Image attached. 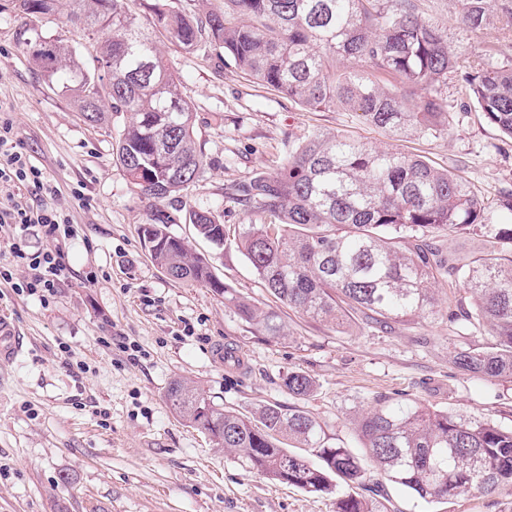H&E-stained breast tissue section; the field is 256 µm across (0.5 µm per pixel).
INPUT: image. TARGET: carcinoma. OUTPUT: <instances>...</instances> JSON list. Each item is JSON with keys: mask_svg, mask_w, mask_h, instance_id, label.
Wrapping results in <instances>:
<instances>
[{"mask_svg": "<svg viewBox=\"0 0 512 512\" xmlns=\"http://www.w3.org/2000/svg\"><path fill=\"white\" fill-rule=\"evenodd\" d=\"M127 0H69L67 19L92 49L93 67L58 36L23 39L38 70L74 100L83 119L100 125L125 116L112 146L116 163L149 202L145 248L171 279L224 296L263 336L282 335L276 309H260L217 278L201 255L169 232L196 216L194 228L213 245L225 239L211 209L174 206L205 172L195 143V115L169 70L158 38L187 52L214 44L259 83L310 110L341 107L398 136L436 138L448 131L441 97L458 53L447 35L419 15L418 0H224L200 18L155 0L144 24ZM458 23L488 35L486 55L502 53L497 25L512 28V0H460ZM61 0H15L32 18L58 11ZM460 73V72H458ZM475 111L512 139V65L479 62L460 73ZM426 94L409 99L399 87ZM252 212L274 218L244 224L238 245L275 301L340 327L356 314L380 325L410 323L439 313L440 281L460 282L472 307L451 319L486 325L495 338L483 350L458 349L456 368L512 379V257L489 254L444 261L427 234L490 228L512 244V225L490 226L492 205L448 170L392 145L368 146L338 133H314L274 176L258 175L237 189ZM289 396L303 398L314 381L300 370L282 377ZM166 400L177 417L210 437L250 473L307 493L335 497V512H381L355 492L398 486L426 503L512 489V427L421 402L378 397L362 409L358 448L328 443L319 421L293 405L267 403L250 414L211 404L176 379ZM290 441L304 452L285 447Z\"/></svg>", "mask_w": 512, "mask_h": 512, "instance_id": "1", "label": "carcinoma"}]
</instances>
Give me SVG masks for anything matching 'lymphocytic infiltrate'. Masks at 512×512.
<instances>
[{
    "label": "lymphocytic infiltrate",
    "mask_w": 512,
    "mask_h": 512,
    "mask_svg": "<svg viewBox=\"0 0 512 512\" xmlns=\"http://www.w3.org/2000/svg\"><path fill=\"white\" fill-rule=\"evenodd\" d=\"M43 188V173L19 150L10 124L0 122V246L9 255L0 264V279L16 280L18 291L47 300L54 296L65 274L63 243L73 234L70 220L61 207L31 208L16 200V190ZM40 232L43 248L30 250L31 232Z\"/></svg>",
    "instance_id": "lymphocytic-infiltrate-1"
}]
</instances>
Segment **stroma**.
<instances>
[{
    "instance_id": "1",
    "label": "stroma",
    "mask_w": 512,
    "mask_h": 512,
    "mask_svg": "<svg viewBox=\"0 0 512 512\" xmlns=\"http://www.w3.org/2000/svg\"><path fill=\"white\" fill-rule=\"evenodd\" d=\"M427 19L445 30L461 69L476 64L483 37L460 28L458 0H419ZM73 37L65 14L32 23L0 0V120L57 189H24L30 207L66 208L75 230L67 240L65 278L48 302L0 282V311L16 322L24 344L0 368V512H334L332 498L246 473L208 436L179 420L165 399L184 378L217 404L247 412L266 402L291 404L281 387L289 369L306 372L314 392L301 405L331 442L355 446L353 418L377 396H404L436 409H461L512 427V381L457 370L455 350H483L485 327L458 331L449 312L470 298L462 287L441 290V313L388 327L358 320L337 329L281 308L285 336L260 335L222 295L169 279L141 245L147 200L112 157L122 117L89 126L72 99L43 76L19 45L41 35ZM164 55L195 113V138L208 166L183 194L189 207L222 216L223 248L190 224L170 232L205 255L215 275L258 306L272 299L237 248L238 230L267 217L245 209L237 185L275 174L291 151L316 131L344 132L369 145L387 135L356 113L310 112L253 83L211 47L188 53L168 44ZM448 131L403 141L402 149L461 175L480 194L512 190V139L467 109L458 75L442 90ZM443 255L462 260L512 245L484 230L439 233ZM141 352L130 359L124 344ZM241 350L239 366H219L215 345ZM382 512H512V492L462 495L425 503L387 486Z\"/></svg>"
}]
</instances>
